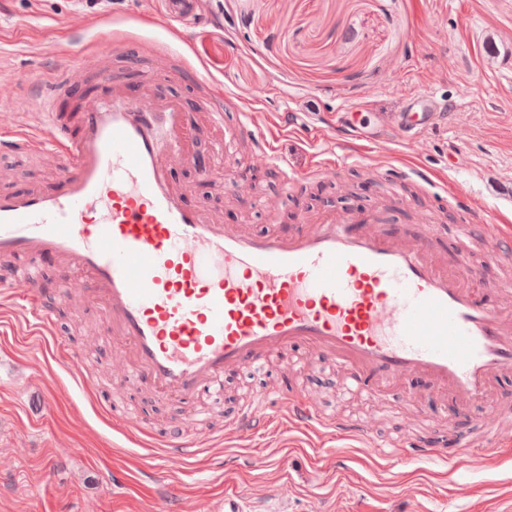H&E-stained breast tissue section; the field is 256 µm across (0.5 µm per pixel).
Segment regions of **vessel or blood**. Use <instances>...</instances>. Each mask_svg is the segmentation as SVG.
Segmentation results:
<instances>
[{"instance_id":"b4317fda","label":"vessel or blood","mask_w":512,"mask_h":512,"mask_svg":"<svg viewBox=\"0 0 512 512\" xmlns=\"http://www.w3.org/2000/svg\"><path fill=\"white\" fill-rule=\"evenodd\" d=\"M139 96L113 85L110 95L76 112L73 123L45 108V128L0 136V149L51 155L56 187L0 192V258L17 259L0 296L20 299L35 331L53 315L42 288L46 266L75 269L83 299L101 312L103 343L124 380L179 401L219 394L224 375L257 368L293 347L341 368L351 389L374 394L421 376L456 403L485 400L512 371V290L490 301L468 287L466 263H436L427 242L382 231L379 213H302L300 229L255 234L219 212L191 208L168 181L175 162L191 159L197 124L180 102L158 96L144 77ZM214 91L205 119L222 123L235 109ZM448 103L409 97L398 123L411 134ZM254 115L227 126L251 139L260 159L280 168L274 144L256 134ZM348 153L321 152L309 177L342 172ZM461 236L481 233L512 251V225L486 223L470 201ZM304 428L365 437L367 423L319 413L308 394L285 385L256 394L205 434L182 427L154 438L165 461L188 463L210 439L246 438L269 424V405ZM380 456H429L418 442L379 443Z\"/></svg>"}]
</instances>
